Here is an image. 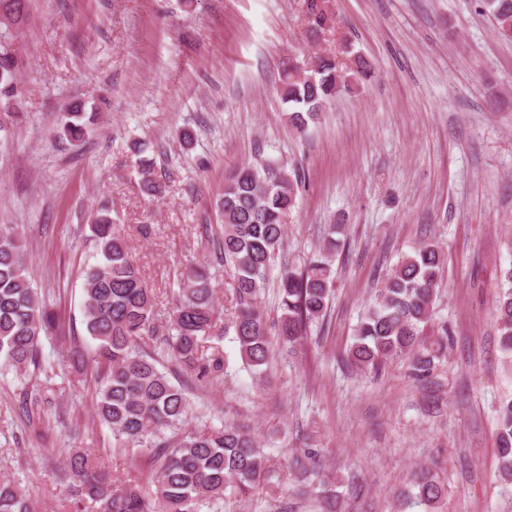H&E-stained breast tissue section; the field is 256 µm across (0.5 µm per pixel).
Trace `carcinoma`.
<instances>
[{
	"mask_svg": "<svg viewBox=\"0 0 512 512\" xmlns=\"http://www.w3.org/2000/svg\"><path fill=\"white\" fill-rule=\"evenodd\" d=\"M311 18L309 35L315 39L329 18L321 0H307ZM493 17L498 35L512 41V0H482ZM27 20L26 0H0V25L19 29ZM17 61L0 45V132L21 116L16 84ZM371 64L358 56L342 67L320 57L310 73L285 75L280 93L291 104L288 120L303 132L336 96L370 81ZM95 120L82 102L70 104L60 132L81 142ZM137 156L141 191L149 197L162 193L154 176V161L145 156L144 141L130 146ZM305 185L298 167L287 170L272 162L239 169L226 180L215 202L223 224L214 231L204 226V254L189 260L181 272L182 288L169 314L167 334L157 330L159 314L154 294L133 259L111 209L103 204L88 225L97 246L96 262L84 271L82 324L95 342L93 358L75 344L67 362L82 368L93 361L98 380L94 412L112 432L113 439L132 459L145 457L154 466L147 479L156 486L146 496L138 478L119 482L103 471L97 460L81 448L66 458L71 476V512H200L224 500L227 488L245 487L265 471L266 457L255 435L245 426L224 422L216 427L191 421L188 388L173 381L161 360L174 362V374L207 384L217 382L227 370L218 343L226 330L234 332L243 366L254 375H267L272 359V339L296 343L312 324L328 316L336 271L333 268L340 236L346 225L327 224L323 246L299 265L285 264L276 277L277 316L267 322L261 302L276 259L284 248L286 218L297 206ZM445 264L444 251L423 242L402 256L375 289L356 325L345 362L351 368L378 376L395 361L407 362L410 374L421 381L432 373L436 361L448 350V325L433 322ZM28 254L16 224H0V367L27 379L22 391V412L39 406L40 376L47 374L41 339L51 333L57 314L41 298L27 274ZM231 274L236 316L221 325L217 308L219 268ZM501 288L494 317L500 346L512 353V266L500 271ZM153 350H145L147 341ZM216 341L208 354L205 341ZM318 451L305 448L292 458L289 468L316 492L322 512H342L344 507L332 483L318 475ZM498 476L512 483V398L497 411ZM412 498L438 512L447 490L428 467L414 474ZM0 512H35L26 490L16 481L0 478Z\"/></svg>",
	"mask_w": 512,
	"mask_h": 512,
	"instance_id": "cac0c4a2",
	"label": "carcinoma"
}]
</instances>
